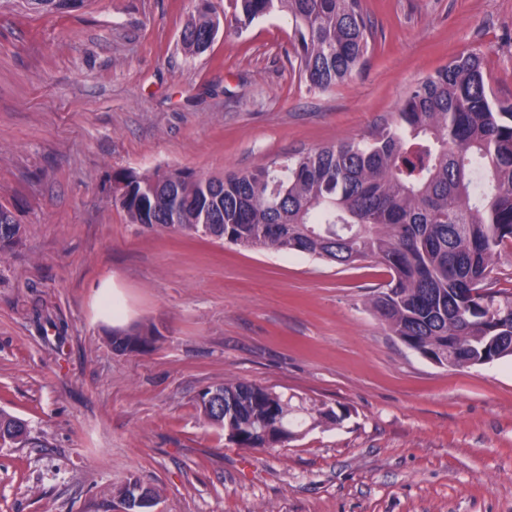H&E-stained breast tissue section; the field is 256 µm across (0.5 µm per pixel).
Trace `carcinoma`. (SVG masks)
<instances>
[{
	"mask_svg": "<svg viewBox=\"0 0 512 512\" xmlns=\"http://www.w3.org/2000/svg\"><path fill=\"white\" fill-rule=\"evenodd\" d=\"M84 0H29L68 12ZM235 24L275 10L292 19L301 76L326 90L364 65L374 40L361 0H229ZM220 28L211 3L196 9L182 42L201 53ZM180 197L173 214L168 193ZM113 196L131 223L227 241L244 249L301 253L350 265L371 259L390 281L369 300L389 332L441 365L512 357V291L498 287L495 257L512 244V99L498 97L484 57L461 54L416 82L395 119L365 141L341 140L222 178L171 169L121 172ZM21 225L0 203V256ZM156 330H112L137 352ZM222 403L198 408L241 448L292 438L288 400L247 382L213 386ZM29 440L26 423L0 410V445Z\"/></svg>",
	"mask_w": 512,
	"mask_h": 512,
	"instance_id": "carcinoma-1",
	"label": "carcinoma"
}]
</instances>
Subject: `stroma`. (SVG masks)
Wrapping results in <instances>:
<instances>
[{"mask_svg":"<svg viewBox=\"0 0 512 512\" xmlns=\"http://www.w3.org/2000/svg\"><path fill=\"white\" fill-rule=\"evenodd\" d=\"M366 65L328 90L299 75L275 12L184 50L194 0H0V203L23 227L0 260V512H512V360L442 366L367 300L384 265L245 250L130 223L117 172L221 177L390 122L412 85L482 54L512 98V0H364ZM156 328L118 352L112 331ZM254 383L290 401L296 438L241 448L199 392ZM341 423H315L318 407ZM28 440L29 432L26 423L22 419L0 410V445H22ZM132 483L129 481L122 489H126ZM131 492L124 490L119 493V497L123 504V510L121 512H155L153 507L156 504L155 493L151 488L145 487L139 483L137 487L130 488ZM153 492V494H152Z\"/></svg>","mask_w":512,"mask_h":512,"instance_id":"35a3bbf8","label":"stroma"}]
</instances>
